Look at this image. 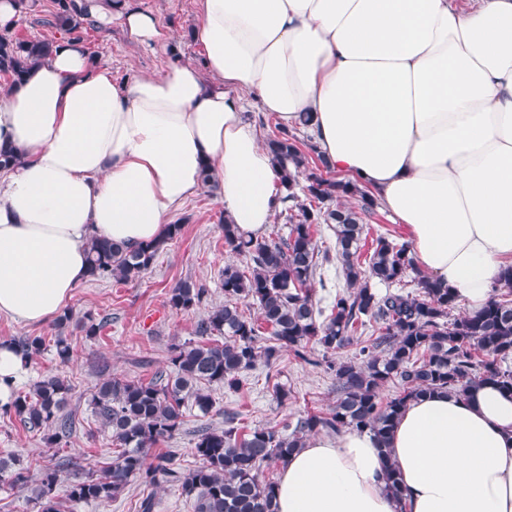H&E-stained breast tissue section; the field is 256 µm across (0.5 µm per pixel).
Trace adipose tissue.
Instances as JSON below:
<instances>
[{
  "instance_id": "adipose-tissue-1",
  "label": "adipose tissue",
  "mask_w": 512,
  "mask_h": 512,
  "mask_svg": "<svg viewBox=\"0 0 512 512\" xmlns=\"http://www.w3.org/2000/svg\"><path fill=\"white\" fill-rule=\"evenodd\" d=\"M91 16L151 46L129 0ZM203 66L115 81L64 36L0 93V315L57 316L97 237L160 240L211 173L228 220L261 235L281 172L244 116L307 122L336 173L405 224L427 277L475 312L512 265V0H197ZM382 459L376 438L318 434L293 453L277 512H512V394L413 400ZM392 461L401 497L387 487Z\"/></svg>"
}]
</instances>
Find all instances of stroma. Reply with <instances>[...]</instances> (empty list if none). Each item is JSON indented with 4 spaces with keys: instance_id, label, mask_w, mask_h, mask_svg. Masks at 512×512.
I'll use <instances>...</instances> for the list:
<instances>
[{
    "instance_id": "obj_1",
    "label": "stroma",
    "mask_w": 512,
    "mask_h": 512,
    "mask_svg": "<svg viewBox=\"0 0 512 512\" xmlns=\"http://www.w3.org/2000/svg\"><path fill=\"white\" fill-rule=\"evenodd\" d=\"M133 2L160 18L166 40L163 45L145 49L130 41L119 25L96 23L88 27L83 41L114 79L123 81L156 73L176 61L198 63L202 49L192 38L196 0ZM54 11V0H36L28 13L19 16L13 34L57 39L59 32L50 24ZM176 217L185 226L183 236L165 246L142 278L132 282L87 280L76 288L66 306L74 317L73 323L61 328L53 320L26 325L0 317V340L41 336L46 341L45 349L27 363L19 376L17 391H28L35 381L47 375L63 377L70 385L67 409L75 414L77 426L67 444L50 448L41 434L28 431L18 417L0 415V458L20 461L34 476L42 466L61 456L72 457L86 470L98 471L111 463L115 452L111 433L101 429L89 405L100 380V364H108L112 375L127 379L147 381L167 372L171 346L195 341L197 321L223 304L220 272L224 265L244 263L224 245V206L214 188H201ZM183 280L204 284L208 290L202 304L188 312L173 310L167 303L170 288ZM87 313L106 321L97 335H86L75 324L76 318ZM60 336L72 348L71 360L65 365L59 363L53 346ZM323 354L322 347L313 343L308 345V358L304 361L285 350L273 370L260 364L244 372L239 391L212 387V412L205 415L194 408L187 410L180 432L155 445L154 453L172 454L181 468L188 469L197 461V430L225 427L227 414H235V426L253 429L328 410L336 401V377L327 368ZM276 384L287 391L286 401L276 399L272 391Z\"/></svg>"
}]
</instances>
